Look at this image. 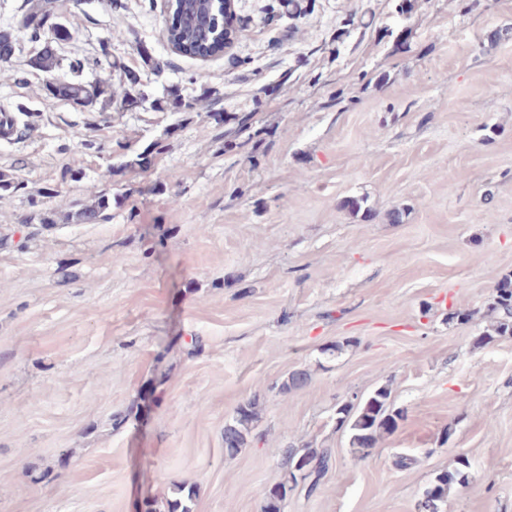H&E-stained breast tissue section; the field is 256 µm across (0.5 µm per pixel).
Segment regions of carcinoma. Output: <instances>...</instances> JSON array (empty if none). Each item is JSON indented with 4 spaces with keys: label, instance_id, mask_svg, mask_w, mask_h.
I'll return each instance as SVG.
<instances>
[{
    "label": "carcinoma",
    "instance_id": "1",
    "mask_svg": "<svg viewBox=\"0 0 512 512\" xmlns=\"http://www.w3.org/2000/svg\"><path fill=\"white\" fill-rule=\"evenodd\" d=\"M176 13L168 30V40L182 44L180 53L186 56H200L202 52H219L224 49V39L233 29L234 14L227 11L226 0H180ZM22 27L27 31L29 40L36 43L43 38L58 40L60 30L65 25L53 20L47 5L30 3L29 11L22 17ZM53 93L67 100L76 109L94 105L100 97H105V105L112 106V97L108 96L109 85L84 83L81 81L56 84ZM172 107L182 112H192L196 99L182 98L178 95L167 101L154 99L151 107L164 109ZM112 210V194L102 193L94 205L84 207L77 213V218L92 223L107 218ZM488 313L495 319L493 333L480 338V343L489 344L497 336H512V276H506L493 289L487 304ZM310 376L305 370H296L289 374L280 386V392L290 394L309 385ZM336 415L340 417V427L348 430L350 446L363 456L371 454L376 448L379 437L398 428L404 420V410L393 406L391 391L386 387L376 389L365 399L357 403L341 406ZM255 416V402L248 401L236 408L231 421L224 425V452L230 456L237 454L246 445L247 435ZM281 466L285 472L294 469L303 472V483L308 491H314L325 471L329 468L331 455L328 451H306L300 453L295 448H283L278 451ZM470 462L460 459V467L452 471L438 473L431 482L432 495L425 494L417 501L418 512H444L448 493L456 484L468 480L466 468ZM181 497L168 503V512H192L195 491L190 485L178 488ZM288 493V482H281L271 487L265 496L263 512H281L282 504Z\"/></svg>",
    "mask_w": 512,
    "mask_h": 512
}]
</instances>
